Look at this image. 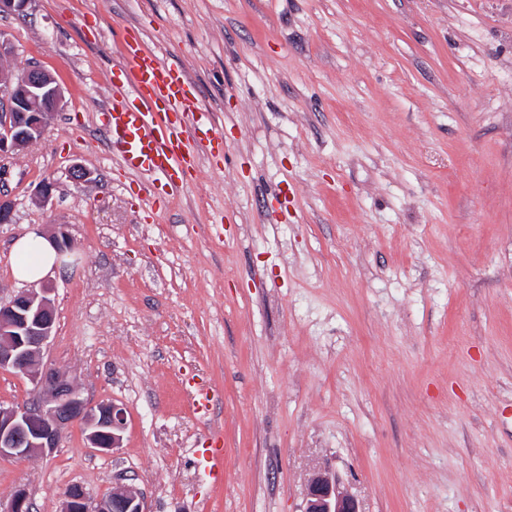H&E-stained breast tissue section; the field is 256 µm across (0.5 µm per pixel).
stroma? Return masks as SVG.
Here are the masks:
<instances>
[{
  "label": "stroma",
  "instance_id": "obj_1",
  "mask_svg": "<svg viewBox=\"0 0 512 512\" xmlns=\"http://www.w3.org/2000/svg\"><path fill=\"white\" fill-rule=\"evenodd\" d=\"M130 27L224 136L171 196L106 146ZM0 37L65 91L0 158V297L13 241L64 227L43 359L127 411L115 453L75 424L0 459L1 500L123 477L148 512H303L322 472L361 512H512V0H29Z\"/></svg>",
  "mask_w": 512,
  "mask_h": 512
}]
</instances>
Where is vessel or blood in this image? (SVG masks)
Here are the masks:
<instances>
[{
	"label": "vessel or blood",
	"instance_id": "1",
	"mask_svg": "<svg viewBox=\"0 0 512 512\" xmlns=\"http://www.w3.org/2000/svg\"><path fill=\"white\" fill-rule=\"evenodd\" d=\"M106 109V133L123 169L162 176L177 191L197 171L189 122L206 113L186 74L128 34Z\"/></svg>",
	"mask_w": 512,
	"mask_h": 512
}]
</instances>
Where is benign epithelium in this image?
Segmentation results:
<instances>
[{
  "label": "benign epithelium",
  "mask_w": 512,
  "mask_h": 512,
  "mask_svg": "<svg viewBox=\"0 0 512 512\" xmlns=\"http://www.w3.org/2000/svg\"><path fill=\"white\" fill-rule=\"evenodd\" d=\"M11 48L0 39V155L17 153L38 140L61 109L64 94L52 73L32 65L17 73L10 66ZM48 288H24L0 299V370L28 378L33 399L20 406H0V457L27 460L58 447L64 430L83 426L89 447L110 454L122 447L126 411L115 402L92 404L78 385L43 361V350L55 327ZM0 512H32L29 494L18 489ZM61 512H148L143 495L118 483L112 493L94 500L80 485L64 494ZM304 512H360L358 501L338 476L314 475L306 490Z\"/></svg>",
  "instance_id": "benign-epithelium-1"
}]
</instances>
